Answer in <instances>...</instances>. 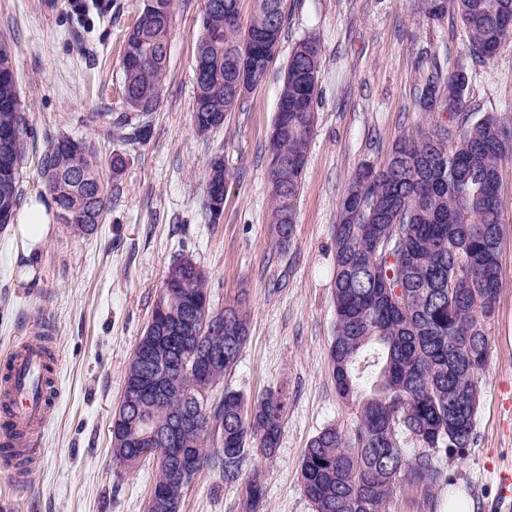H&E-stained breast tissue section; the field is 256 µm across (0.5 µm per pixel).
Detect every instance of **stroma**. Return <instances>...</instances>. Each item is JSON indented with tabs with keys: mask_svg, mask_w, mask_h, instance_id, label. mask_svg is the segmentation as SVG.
I'll use <instances>...</instances> for the list:
<instances>
[{
	"mask_svg": "<svg viewBox=\"0 0 512 512\" xmlns=\"http://www.w3.org/2000/svg\"><path fill=\"white\" fill-rule=\"evenodd\" d=\"M0 0V40L9 43L16 90L27 118L22 201L45 198L40 174L45 133L82 138L102 162L111 203L90 236L50 226L36 283L18 280L25 257L14 225L0 227V358L23 339L47 333L55 355V409L38 436L43 454L25 482L0 465V512H148L152 463L129 471L112 461V418L128 362L151 316L168 268L183 257L208 274L215 306L242 298L249 335L224 385L253 406L268 390L287 401L279 445L262 455L247 443L243 477L260 476L266 512H313L300 488L305 449L324 427L353 428L338 396L328 348L333 230L339 199L363 160L385 163L393 143L423 121L414 87L432 59L464 67L467 107L512 112V43L490 60L464 51L456 7L425 18L419 0H288L289 19L268 74L223 127L192 125L194 67L202 0H176L169 69L150 136H107L104 115L127 112L122 92L124 39L139 0ZM314 37L321 48L317 119L290 241L271 222L267 146L288 56ZM220 154L229 171L224 212L202 205V167ZM124 171L113 179L110 161ZM505 230L499 300L487 328L488 363L473 444L448 461V488L425 502L402 489L388 512H441L449 490L465 489L477 512H496L498 474L512 470V160L500 172ZM181 512H239L238 489L205 471L183 492Z\"/></svg>",
	"mask_w": 512,
	"mask_h": 512,
	"instance_id": "1",
	"label": "stroma"
}]
</instances>
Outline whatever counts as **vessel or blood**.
Here are the masks:
<instances>
[{"label": "vessel or blood", "mask_w": 512, "mask_h": 512, "mask_svg": "<svg viewBox=\"0 0 512 512\" xmlns=\"http://www.w3.org/2000/svg\"><path fill=\"white\" fill-rule=\"evenodd\" d=\"M45 345L43 337H29L15 346L6 361L11 374L7 385V431L15 440L12 447L0 448V462L12 466L20 481L40 458L35 438L52 405L51 397L42 388Z\"/></svg>", "instance_id": "1"}]
</instances>
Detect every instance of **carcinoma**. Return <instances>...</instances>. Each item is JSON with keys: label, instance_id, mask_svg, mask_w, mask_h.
I'll list each match as a JSON object with an SVG mask.
<instances>
[{"label": "carcinoma", "instance_id": "1", "mask_svg": "<svg viewBox=\"0 0 512 512\" xmlns=\"http://www.w3.org/2000/svg\"><path fill=\"white\" fill-rule=\"evenodd\" d=\"M468 54L484 61L512 43V0H455ZM174 0H142L122 55L123 94L132 115L157 111L168 71V37ZM288 20V0H254L247 26L239 0H203L196 48L192 120L199 133L237 107L229 93L242 68L250 87L261 84ZM6 45L0 43V224L18 213L19 169L26 155V118L20 111ZM321 50L312 37L296 42L288 58L268 147L274 199L271 223L279 245L291 238L294 201L301 193L311 134ZM468 76L444 73L435 63L420 75L416 103L425 123L395 142L383 166L361 163L339 201L334 232L332 299L335 334L329 346L338 395L353 410L354 428L326 426L306 449L300 487L313 512H386L394 493L414 487L430 500L448 484L442 462L462 457L473 443L479 406L478 379L487 364L488 319L494 314L505 231L499 212V171L512 159V118L466 110ZM132 127L128 138L144 141L149 124L131 125L122 115L106 128L110 136ZM100 159L85 141L58 136L48 141L40 173L60 223L90 235L101 223L110 198L99 176ZM229 173L224 157L203 167V205L212 221L224 209ZM224 314V334L207 346L224 350L215 364L197 366V328ZM196 320L195 328L181 325ZM248 311L239 303L212 305L209 277L185 257L167 271L135 353L165 345L156 364L166 396L150 395L153 382L130 358L123 395L138 390L136 407L126 402L112 460L127 470L143 461L144 449H160L152 494L181 509L188 484L174 476L180 459L192 474L216 471L239 488L241 512H264L259 476L241 478L247 439L265 455L275 452L286 412L278 390H269L250 410L228 388L213 404L203 391L224 384L248 339ZM201 411L206 429L169 428L172 413ZM413 447H408V444Z\"/></svg>", "mask_w": 512, "mask_h": 512}]
</instances>
